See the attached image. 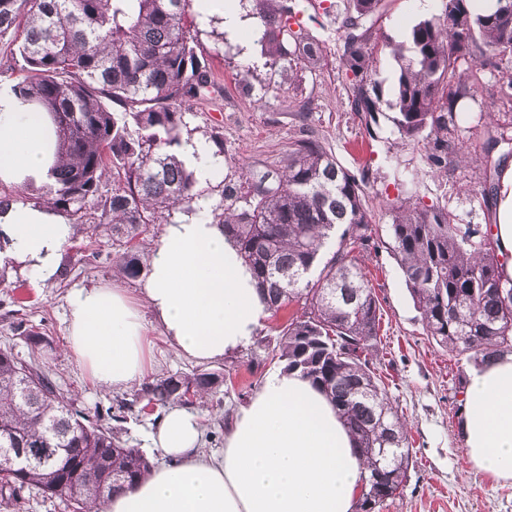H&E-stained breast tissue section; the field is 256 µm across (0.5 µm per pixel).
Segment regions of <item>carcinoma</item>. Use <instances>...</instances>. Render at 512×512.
Returning a JSON list of instances; mask_svg holds the SVG:
<instances>
[{
    "label": "carcinoma",
    "mask_w": 512,
    "mask_h": 512,
    "mask_svg": "<svg viewBox=\"0 0 512 512\" xmlns=\"http://www.w3.org/2000/svg\"><path fill=\"white\" fill-rule=\"evenodd\" d=\"M195 2L0 0V44L22 73L9 93L47 113L57 136L58 160L42 194L77 223L110 227L112 250L96 238L86 251L94 260L112 258L131 280L144 271L139 252L147 226L171 223L199 197L193 172L175 154L183 114L219 89L199 47ZM347 2L342 66L356 82L354 106L366 130L387 109L401 137L425 141L430 168L464 162L448 133L466 111L460 102L478 101L480 87L459 63L512 62V0H495L489 9L478 0H440L437 14L412 26L407 48L360 29L381 0ZM259 18L262 53L275 64L290 54L280 41L288 8L263 10ZM386 48L399 66L388 100L378 83H363ZM295 50L310 63L320 56L318 44L302 35ZM497 193L498 183L483 177L478 201L487 208ZM388 208L385 242L359 179L304 139L276 175L224 186L223 203L211 208L264 291L271 316L297 307L273 352L336 406L367 462L356 512H380L405 486L411 462L410 428L373 366L380 308L360 257L387 245L426 336L449 352L477 365L512 353V279L504 278L488 231L459 224L445 208L403 201ZM16 330L33 351L52 344L21 322ZM222 382L204 370L155 377L118 411L144 400L192 405ZM181 386L193 387L192 400H181ZM107 417L110 407L94 421L80 415L41 368L0 349V504L17 507L21 493L35 489L72 512H91L134 487L152 463L121 444ZM35 451L40 456L21 472L5 465Z\"/></svg>",
    "instance_id": "obj_1"
}]
</instances>
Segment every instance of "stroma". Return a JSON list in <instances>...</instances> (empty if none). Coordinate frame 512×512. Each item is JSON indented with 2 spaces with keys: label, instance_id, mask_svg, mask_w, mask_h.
Returning a JSON list of instances; mask_svg holds the SVG:
<instances>
[{
  "label": "stroma",
  "instance_id": "stroma-1",
  "mask_svg": "<svg viewBox=\"0 0 512 512\" xmlns=\"http://www.w3.org/2000/svg\"><path fill=\"white\" fill-rule=\"evenodd\" d=\"M288 4L292 17L282 41L290 48L297 33H308L321 46L317 63L292 55L269 63L260 43L259 0H239L251 26L238 38H222L217 17L200 27L201 47L213 58L221 89L185 113L181 138L206 140L216 131L224 136V167L216 181L200 186L201 195L219 202L225 185L239 183L242 169L255 173L281 169L290 145L310 138L344 168L364 175L365 201L377 224L391 223L387 205L398 199L447 208L467 224L483 223V212L470 189L481 181L484 162L512 168V140L488 146L486 126L478 112H470L451 135L466 153V162L434 172L424 161L423 146L402 138L387 115H380L374 134H367L362 115L354 109L352 82L341 64L339 22L346 0H288ZM437 11L436 0L424 8L418 0H383L367 24L378 35L404 44L411 26ZM91 233L89 225H76L63 252L62 272L55 279L39 281L20 264H0V348L29 357L31 349L15 326L23 322L37 328L53 342L42 351L41 366L59 392L89 416L98 408L117 406L133 392L100 387L70 354L68 297L82 287L116 285L132 294L138 288L112 264L86 259L82 247ZM362 263L380 303L383 350L376 366L413 438V465L406 486L381 512H512V481H490L465 463L462 417L471 362L427 338L389 250L364 255ZM147 336V378L201 367L234 377L233 386H220L206 405L194 408L205 432L206 450L221 452L220 419L246 405L248 395L254 394L268 371L279 368V361L253 342L201 365L174 351L158 326H149ZM158 418L155 412L135 411L116 425L121 443L141 449L154 463L161 453L152 447L149 435Z\"/></svg>",
  "mask_w": 512,
  "mask_h": 512
}]
</instances>
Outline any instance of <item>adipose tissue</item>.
I'll list each match as a JSON object with an SVG mask.
<instances>
[{
    "mask_svg": "<svg viewBox=\"0 0 512 512\" xmlns=\"http://www.w3.org/2000/svg\"><path fill=\"white\" fill-rule=\"evenodd\" d=\"M56 161L46 113L0 94V179H41ZM74 227L44 207L0 214L5 254L41 281L60 273ZM137 297L79 288L70 296L68 347L104 388L146 374L147 320L199 362L248 345L269 315L256 283L207 198L176 213L151 246ZM465 460L493 481L512 480V354L477 368L465 391ZM162 456L133 488L96 512H354L366 464L334 405L307 380L269 372L224 428V449L206 453L196 413L175 407L150 434Z\"/></svg>",
    "mask_w": 512,
    "mask_h": 512,
    "instance_id": "obj_1",
    "label": "adipose tissue"
}]
</instances>
